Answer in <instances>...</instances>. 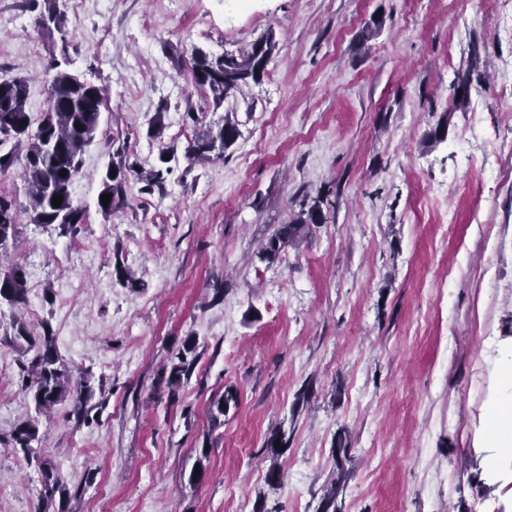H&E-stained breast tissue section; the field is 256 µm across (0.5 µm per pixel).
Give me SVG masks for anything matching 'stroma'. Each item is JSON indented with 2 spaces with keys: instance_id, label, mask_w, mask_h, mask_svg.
Instances as JSON below:
<instances>
[{
  "instance_id": "1",
  "label": "stroma",
  "mask_w": 512,
  "mask_h": 512,
  "mask_svg": "<svg viewBox=\"0 0 512 512\" xmlns=\"http://www.w3.org/2000/svg\"><path fill=\"white\" fill-rule=\"evenodd\" d=\"M55 5L62 68L109 98L71 186L90 218L72 239L20 214L8 253L24 259L27 325L48 321L102 388L95 421L68 400L37 416L72 512H321L342 469L345 512H512V447L485 437L512 365V0ZM35 20L31 0H0V76L27 80L36 115L51 46ZM270 30L260 82L221 103L194 86V50L238 53ZM188 112L234 115L223 158L187 163ZM116 135L145 169L176 154L105 217ZM318 196L325 223L261 261ZM119 262L140 288L119 285ZM187 342L195 368L172 402L158 380ZM22 360L0 341V438L36 416ZM229 387L237 403L215 415ZM41 489L0 445V512H35Z\"/></svg>"
}]
</instances>
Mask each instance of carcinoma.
<instances>
[{"instance_id": "obj_1", "label": "carcinoma", "mask_w": 512, "mask_h": 512, "mask_svg": "<svg viewBox=\"0 0 512 512\" xmlns=\"http://www.w3.org/2000/svg\"><path fill=\"white\" fill-rule=\"evenodd\" d=\"M39 10L38 27L51 34L64 28V18L58 13L52 0L34 3ZM278 48L275 34L264 35L248 50L239 54L210 56L200 50L192 53V79L194 84L211 92L214 99L223 101L251 82H259L266 71L267 63ZM46 106L36 117L26 110L28 85L19 77L0 76V145L13 142L12 149L0 153V174L22 162L21 179L26 203L14 195L0 193V251L8 249L9 242L18 234L19 213H30L36 224L51 226L60 237H73L78 227L88 223L89 214L85 206L74 201L70 186L81 172L84 148L100 132L103 110L106 108L104 90L94 84L80 80L60 66L49 74ZM195 125L199 126L194 138L185 148L184 157L189 164L224 158V152L237 137V123L224 116L223 124H207L197 112H189ZM67 175L60 176L61 170ZM170 169L161 167L142 169L129 160L127 145L112 139V160L102 178L100 194H109L108 205L97 202L98 210L105 216L117 208L129 179L145 184L149 191L164 182V173ZM62 196L60 206L52 205L54 196ZM323 200L303 199L300 211L288 224H281L267 239L261 249V259L269 263L277 261L285 248L304 237L314 224L325 222ZM26 271L16 262L6 268L0 267V306L15 309L26 300ZM11 342L22 353H33L26 359L22 369L26 372L25 390L34 401L38 415L47 414L57 404L73 398L72 414L82 421L92 420L93 407L89 402L94 396L92 376L68 366L59 355L55 337L49 323H44L42 332L33 333L28 325L12 317ZM191 347L173 355L168 377L165 379L170 400H176L183 379L190 375L193 361L187 359ZM38 440V420L29 417L21 421L6 439L5 446L16 455L30 461L35 460L42 476V490L37 512H66L69 493L61 477L46 461L41 460L32 443ZM347 477L338 474L327 491L323 512H343L338 498L343 494Z\"/></svg>"}]
</instances>
